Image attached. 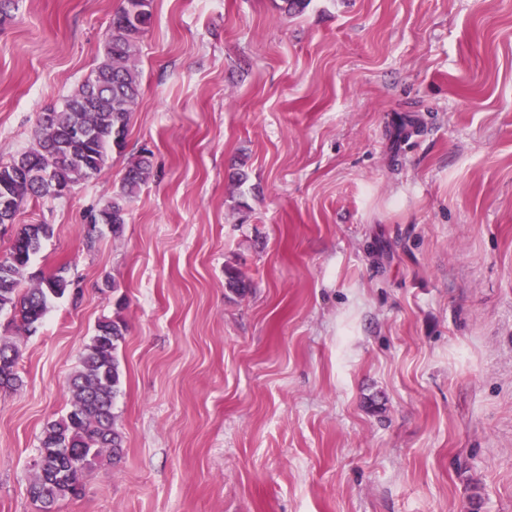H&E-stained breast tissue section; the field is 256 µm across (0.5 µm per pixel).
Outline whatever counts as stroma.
<instances>
[{
    "label": "stroma",
    "instance_id": "stroma-1",
    "mask_svg": "<svg viewBox=\"0 0 512 512\" xmlns=\"http://www.w3.org/2000/svg\"><path fill=\"white\" fill-rule=\"evenodd\" d=\"M120 4L18 0L0 163ZM137 60L124 153L17 218L54 227L29 275L74 288L17 338L0 512H40L41 432L117 315L124 454L54 512H512V0H153ZM151 177V161L146 155L132 157L127 161L119 188L90 218L89 224L92 226V231H87L88 242H93V231L98 224L107 225L114 236L121 235L126 224L129 202L139 194Z\"/></svg>",
    "mask_w": 512,
    "mask_h": 512
}]
</instances>
